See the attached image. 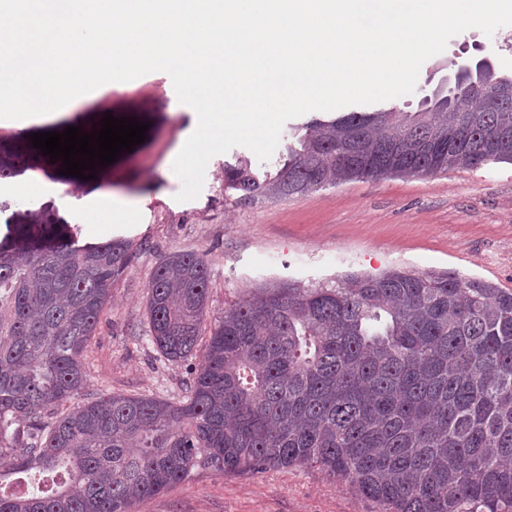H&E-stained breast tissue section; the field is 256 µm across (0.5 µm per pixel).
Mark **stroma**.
Returning a JSON list of instances; mask_svg holds the SVG:
<instances>
[{
	"instance_id": "35a3bbf8",
	"label": "stroma",
	"mask_w": 512,
	"mask_h": 512,
	"mask_svg": "<svg viewBox=\"0 0 512 512\" xmlns=\"http://www.w3.org/2000/svg\"><path fill=\"white\" fill-rule=\"evenodd\" d=\"M482 58L496 72L512 75V42L472 28L422 65L412 94L382 106L418 111L424 96L453 77L455 63ZM107 111L116 118L137 114L149 128L145 142L110 164L96 189L69 191L40 171L0 187V197L14 202L55 201L61 215L78 226L80 242L122 236L133 245L134 259L113 283L84 354L88 394L172 402L186 396L189 367L161 356L146 308L157 263L175 251L207 259L212 319L264 283L309 285L390 269L448 272L512 289V164L362 179L249 203L228 186L224 173L226 165L250 154L236 147L209 161L196 199L180 202L181 182L172 166L196 128V114L178 101L163 72L103 84L51 114L0 119V134L55 129L73 120L89 128ZM102 193L123 198L130 210L101 209ZM131 512H379V507L306 465L223 473L201 463L183 481L135 502Z\"/></svg>"
}]
</instances>
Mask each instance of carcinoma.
I'll use <instances>...</instances> for the list:
<instances>
[{"mask_svg":"<svg viewBox=\"0 0 512 512\" xmlns=\"http://www.w3.org/2000/svg\"><path fill=\"white\" fill-rule=\"evenodd\" d=\"M462 81L423 112L313 118L272 170L226 166L241 199H283L353 180L512 164V97ZM62 160L0 135V185ZM0 201V512H130L203 462L222 472L316 467L381 512H512V289L388 270L333 285L265 284L205 327L203 256H164L147 286L164 359L200 354L187 401L86 388L83 354L123 237L77 244L49 201Z\"/></svg>","mask_w":512,"mask_h":512,"instance_id":"carcinoma-1","label":"carcinoma"}]
</instances>
